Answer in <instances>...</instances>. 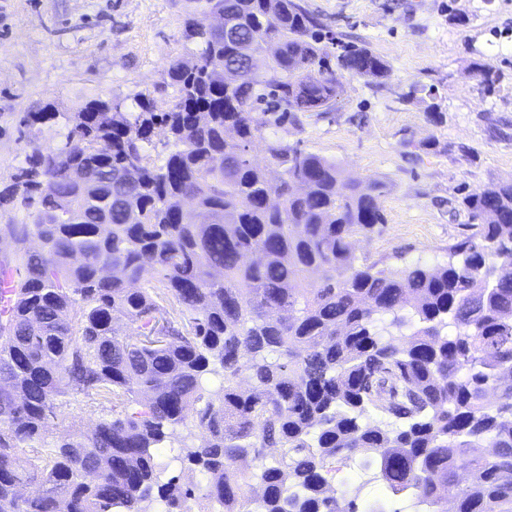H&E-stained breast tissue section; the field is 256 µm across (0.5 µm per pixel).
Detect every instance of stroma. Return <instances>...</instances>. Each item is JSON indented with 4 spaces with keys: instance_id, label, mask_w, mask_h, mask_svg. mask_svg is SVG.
<instances>
[{
    "instance_id": "obj_1",
    "label": "stroma",
    "mask_w": 512,
    "mask_h": 512,
    "mask_svg": "<svg viewBox=\"0 0 512 512\" xmlns=\"http://www.w3.org/2000/svg\"><path fill=\"white\" fill-rule=\"evenodd\" d=\"M344 42L386 63L387 78L338 71L339 94L324 112L267 127L265 137L336 160L345 178L380 183L385 222L359 235L360 262L396 270L445 263L470 233L465 194L512 181V0H300ZM181 0H0V181L34 149L56 148L62 115L95 98L135 112L173 104L167 68L191 54L181 37ZM491 75L485 85L483 75ZM51 110L58 120L24 125ZM112 405L65 398L52 434L89 429ZM372 469L337 464L334 487L361 502L410 512L411 494L375 485Z\"/></svg>"
}]
</instances>
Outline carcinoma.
Masks as SVG:
<instances>
[{
    "instance_id": "carcinoma-1",
    "label": "carcinoma",
    "mask_w": 512,
    "mask_h": 512,
    "mask_svg": "<svg viewBox=\"0 0 512 512\" xmlns=\"http://www.w3.org/2000/svg\"><path fill=\"white\" fill-rule=\"evenodd\" d=\"M185 2L197 64L169 63L173 106L131 118L90 100L0 191V209L26 213L0 226L15 246L0 260V512H184L194 488L158 484L167 443L220 512H386L332 489L336 459L376 465L428 512H448L451 490L454 512H512V182L461 198L475 224L447 263H358L351 239L385 224L380 186L303 149L289 166L252 111L273 105L278 127L331 106L335 69L382 79L387 65L351 43L332 56L297 0ZM157 124L158 164L144 150ZM147 271L156 285L140 288ZM73 395L110 398L112 414L49 435Z\"/></svg>"
}]
</instances>
